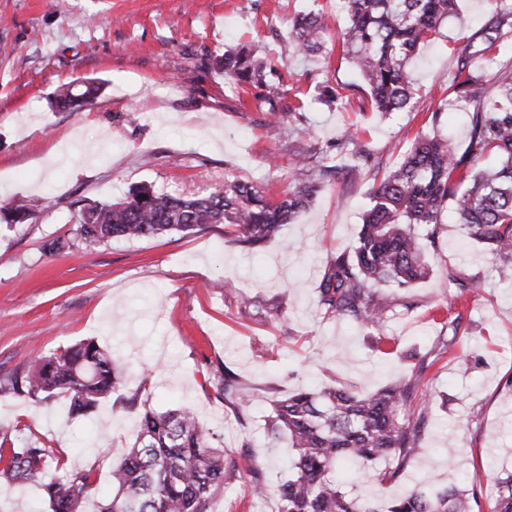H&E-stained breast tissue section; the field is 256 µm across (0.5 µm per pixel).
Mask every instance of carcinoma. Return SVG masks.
<instances>
[{
  "label": "carcinoma",
  "mask_w": 512,
  "mask_h": 512,
  "mask_svg": "<svg viewBox=\"0 0 512 512\" xmlns=\"http://www.w3.org/2000/svg\"><path fill=\"white\" fill-rule=\"evenodd\" d=\"M456 0H342L346 16L344 53L353 55L368 87L372 108L400 112L412 107L417 93L408 61L442 35ZM329 25L320 12L297 15L289 32L293 50L314 56ZM512 52V3L497 0L482 29L456 52V71L448 95L473 103L470 136L463 152L432 131L420 133L400 162L385 171L372 162L352 132L340 139L338 157L312 164L310 151H297L295 187L273 199L270 188L229 177L224 187L206 195L184 196L136 185L116 202L95 201L74 210L70 238L44 242L49 255L64 249L94 250L115 239H147L171 232L189 233L210 224L257 248L309 206L333 176L370 174L376 185L363 216L352 253L341 254L325 271L319 305L328 314L350 318L381 331L399 305L386 289H409L430 275L426 249L436 245L445 210L465 226L468 237L485 245L499 278L512 280V67L487 87L484 64ZM224 79L238 91L264 88L261 103L280 112L278 123L298 120L304 103L280 111L288 86L269 83L270 61L248 47L224 52L216 61ZM101 86L83 82L57 87L53 104L73 112L94 101ZM8 219L24 224L32 218L22 199L7 203ZM119 362L94 340L51 355L34 356L10 378L6 388L36 403L68 396L67 415L85 416L121 388ZM218 392L246 407L250 391L226 369ZM411 388L403 382L363 395L343 386L300 389L277 399L265 420V432L286 445L290 474L277 487V512H476L477 495L455 486L422 487L389 501L383 509L362 507L336 482L337 463L353 458L363 464L387 465L377 480L395 481L403 462L417 449L418 431L411 421ZM56 449L37 438L9 449L0 481L39 480L49 512H85L96 492V469L71 474ZM236 471L224 462V449L211 445L209 434L192 408L140 412L136 440L112 462V498L94 512H214L217 496ZM496 512H512V474L498 478Z\"/></svg>",
  "instance_id": "carcinoma-1"
}]
</instances>
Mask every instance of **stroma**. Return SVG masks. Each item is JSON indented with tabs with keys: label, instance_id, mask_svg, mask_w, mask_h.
<instances>
[{
	"label": "stroma",
	"instance_id": "35a3bbf8",
	"mask_svg": "<svg viewBox=\"0 0 512 512\" xmlns=\"http://www.w3.org/2000/svg\"><path fill=\"white\" fill-rule=\"evenodd\" d=\"M495 0H459L443 35L413 64L412 109L386 115L361 108L362 81L341 61L346 22L337 0H0V378L30 358L92 339L122 363L121 396L86 419L66 415V400L36 403L0 395V427L19 428L56 448L69 471L97 466V493L111 494L113 460L133 444L141 409L194 408L238 473L215 512H277L276 486L287 477L281 446L264 421L274 400L301 388L346 385L364 394L405 378L414 384L418 451L396 482L379 465H341L344 491L362 500L408 494L427 476L440 485L481 474V512H492L494 477L512 472V286L498 282L489 253L444 220L430 279L397 292L399 308L379 351L367 329L324 315L323 272L351 251L373 181L327 180L322 192L259 251L214 224L192 233L117 239L92 253L44 254L50 238L72 234L73 201H116L135 185L204 195L232 174L280 194L298 176L297 147L335 152L356 129L381 168L396 165L424 128L456 70L457 48L479 30ZM329 17L323 52L306 58L288 46L293 18ZM241 45L270 55L271 79L305 102L297 143L275 125L254 94L237 95L215 60ZM329 81L339 102L314 99L312 79ZM93 80L103 89L80 112L52 105L56 88ZM72 148L82 162L50 169L47 157ZM29 200L35 216L11 224L10 198ZM482 281L457 298L449 277ZM281 307L267 317L244 298ZM414 300L413 309L402 306ZM450 338L447 351L439 342ZM150 370L142 380V370ZM248 385L238 408L217 389L223 370ZM137 395L136 410L121 399ZM270 492H251L253 474Z\"/></svg>",
	"mask_w": 512,
	"mask_h": 512
}]
</instances>
